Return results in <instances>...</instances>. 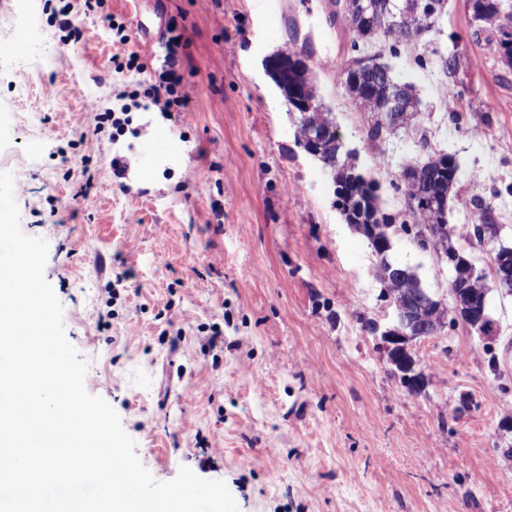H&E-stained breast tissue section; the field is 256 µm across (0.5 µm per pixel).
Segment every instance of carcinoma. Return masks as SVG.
<instances>
[{"label": "carcinoma", "instance_id": "1", "mask_svg": "<svg viewBox=\"0 0 512 512\" xmlns=\"http://www.w3.org/2000/svg\"><path fill=\"white\" fill-rule=\"evenodd\" d=\"M380 12L394 13L399 18L400 27L388 29L384 35L394 41L390 50H396L401 43H410L423 33L419 20L426 14L439 16L444 10V0H374ZM474 18L492 22L498 19L499 10L508 9L506 0H471ZM351 32L354 34L353 48L357 55L366 54L368 41L374 34L372 12L356 13L352 16ZM499 50L501 62L512 68V34L500 31ZM372 58L377 64L339 76L348 92L368 104L372 112L385 110L391 95V86L382 70L385 63L375 53ZM270 78L288 103L305 95L317 99V93L308 74V67L297 59L290 50L277 52V59L269 69ZM316 112H301L297 115L296 138H315L321 143L325 158L342 164L333 170L336 181V206L346 223H358L359 209H364L366 217L373 219L377 238L391 243L395 227L407 234H413L415 243L423 250L452 252L448 230V197L458 180L459 164L453 155H448V164L435 168L423 175L417 185L403 184L406 209L399 214L384 212L378 202L377 183L354 176L352 163L347 161L343 141L336 139V124L328 117L322 104H317ZM401 224H396V221ZM373 277L381 284L380 297L384 301L395 302L404 307L424 309L423 316L434 330L443 326L444 310L428 305L433 294L422 285L416 271L394 263L383 257L372 270Z\"/></svg>", "mask_w": 512, "mask_h": 512}]
</instances>
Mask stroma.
<instances>
[{"instance_id": "35a3bbf8", "label": "stroma", "mask_w": 512, "mask_h": 512, "mask_svg": "<svg viewBox=\"0 0 512 512\" xmlns=\"http://www.w3.org/2000/svg\"><path fill=\"white\" fill-rule=\"evenodd\" d=\"M65 2L30 0L22 16L0 0V44L17 46L0 54V171L26 177L20 227L48 244L45 277L88 362L85 388L117 411L143 466L159 481L183 466L224 481L239 512H512V294L491 285L498 333L482 339L453 320L446 265L395 230L390 260L416 270L447 319L411 343L426 385L406 392L364 328L391 318L376 257L297 146L263 65L285 49L305 60L385 211L404 209L408 162L453 154L450 242L488 275L490 254L473 236L482 208L512 246V68L496 24L447 0L415 43L394 51L375 35L373 51L418 110L372 141L375 113L338 78L353 35L332 0H104L74 13L90 32L79 42L56 21ZM172 35L189 95L184 152L128 194L104 156L153 111L137 90ZM133 52L147 71L115 73ZM443 53L458 56L455 76L439 69ZM90 100L98 112H85Z\"/></svg>"}]
</instances>
